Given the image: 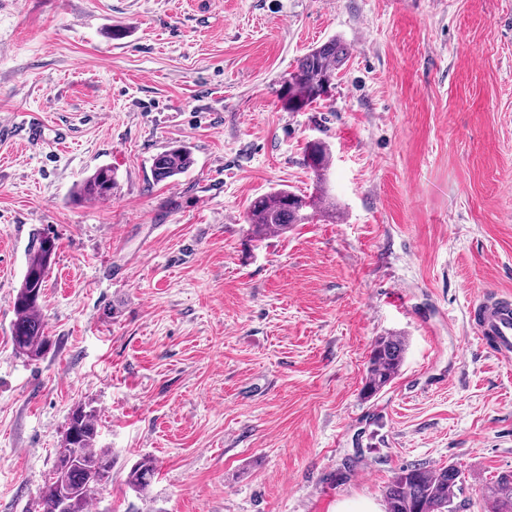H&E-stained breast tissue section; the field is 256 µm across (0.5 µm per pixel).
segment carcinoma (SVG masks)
Returning <instances> with one entry per match:
<instances>
[{
	"mask_svg": "<svg viewBox=\"0 0 512 512\" xmlns=\"http://www.w3.org/2000/svg\"><path fill=\"white\" fill-rule=\"evenodd\" d=\"M347 48L331 40L305 53L288 73L281 96L290 112H300L313 103L328 99L347 58ZM329 153L320 141L310 143L304 161L317 175L328 166ZM193 164L190 149L171 146L152 163L154 179H173ZM112 168L102 166L77 186V196L86 201L112 196ZM334 204L322 195L298 194L287 189H272L251 200L248 223L251 235L261 239L271 233H284L292 224H306L315 210L330 209ZM57 251L56 240L38 236L30 245L29 259L22 283L14 299L15 319L11 340L15 353L30 360L39 359L49 348L41 313L42 288ZM406 350L402 336H385L372 347L365 392L375 396L399 374ZM99 425L96 410L76 407L63 439L69 451L65 465L53 468L40 493L41 512H86L89 502L112 484V451L97 447ZM154 467L142 461L132 468L127 483L142 494L150 486ZM460 472L452 467L429 468L415 465L400 469L384 493L386 512H455L454 499L461 490ZM490 512H512V472L499 474L485 488Z\"/></svg>",
	"mask_w": 512,
	"mask_h": 512,
	"instance_id": "cac0c4a2",
	"label": "carcinoma"
}]
</instances>
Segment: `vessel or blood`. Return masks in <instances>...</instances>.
Listing matches in <instances>:
<instances>
[{"instance_id": "vessel-or-blood-1", "label": "vessel or blood", "mask_w": 512, "mask_h": 512, "mask_svg": "<svg viewBox=\"0 0 512 512\" xmlns=\"http://www.w3.org/2000/svg\"><path fill=\"white\" fill-rule=\"evenodd\" d=\"M468 321L483 348L512 362V299L482 295L468 309Z\"/></svg>"}]
</instances>
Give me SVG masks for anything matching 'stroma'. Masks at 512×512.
<instances>
[{
  "instance_id": "stroma-1",
  "label": "stroma",
  "mask_w": 512,
  "mask_h": 512,
  "mask_svg": "<svg viewBox=\"0 0 512 512\" xmlns=\"http://www.w3.org/2000/svg\"><path fill=\"white\" fill-rule=\"evenodd\" d=\"M332 38L330 98L288 111L282 81ZM32 118L67 143H31ZM0 126V512H39L80 405L115 459L92 512L380 507L411 464L456 467V512H486L512 365L467 308L512 297V0H0ZM179 142L193 165L155 181ZM103 165L111 197L80 200ZM282 186L335 214L252 238ZM37 235L57 251L30 360L11 324ZM381 336L404 364L368 399ZM328 159L329 153L322 142L314 141L308 145L304 161L318 176L327 169ZM154 476V467L150 461H142L132 468L127 477V483L131 489L139 494L150 486Z\"/></svg>"
}]
</instances>
